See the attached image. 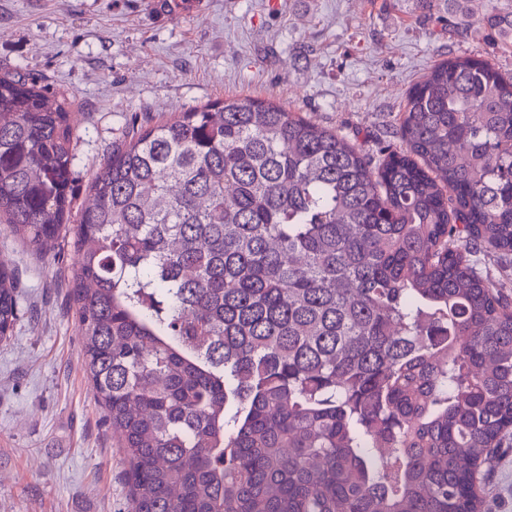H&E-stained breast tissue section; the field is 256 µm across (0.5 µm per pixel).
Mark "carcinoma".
<instances>
[{
  "instance_id": "carcinoma-1",
  "label": "carcinoma",
  "mask_w": 512,
  "mask_h": 512,
  "mask_svg": "<svg viewBox=\"0 0 512 512\" xmlns=\"http://www.w3.org/2000/svg\"><path fill=\"white\" fill-rule=\"evenodd\" d=\"M396 137L234 98L112 146L71 299L130 512H478L512 435V282L478 257L512 256V77L438 63ZM71 138L65 101L0 77V217L36 248ZM18 313L1 261L0 340Z\"/></svg>"
}]
</instances>
